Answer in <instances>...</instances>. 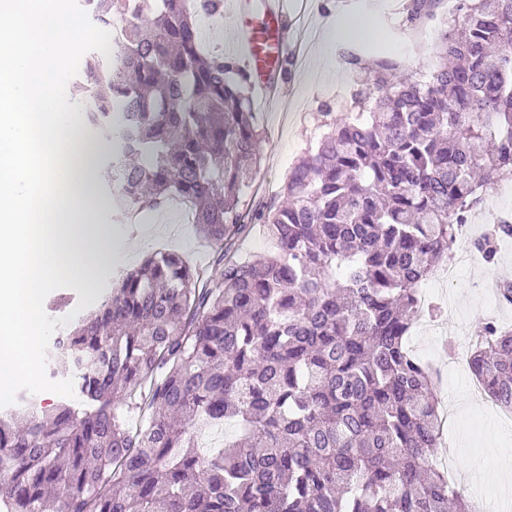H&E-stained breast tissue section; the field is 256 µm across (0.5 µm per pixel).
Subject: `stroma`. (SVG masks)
<instances>
[{
  "label": "stroma",
  "mask_w": 512,
  "mask_h": 512,
  "mask_svg": "<svg viewBox=\"0 0 512 512\" xmlns=\"http://www.w3.org/2000/svg\"><path fill=\"white\" fill-rule=\"evenodd\" d=\"M409 2L398 0L396 15L383 11L376 15V38L382 41L388 31L402 30L405 42L391 49L390 58L402 72L416 79L421 74L434 73L439 59L434 54L422 58L412 51L409 41L416 28L407 21ZM314 56L310 50L302 59L286 61L274 78L278 100L254 102L261 130V160L245 197L249 205L269 201L298 157L317 146L325 132L321 117L324 108H331L336 118L351 114L350 98L343 95L338 79L310 78ZM98 190L105 201L99 221L112 227V262L103 270L95 296H88L80 283L68 281L47 292L44 312L54 333L74 329L80 319L111 295L120 274L140 265L156 251H176L201 266L212 265L214 261L212 249L194 225L183 223L176 207L167 205L130 216L113 207L107 181H100ZM497 251L495 264L479 263L453 283L434 290L431 299L436 305L444 306L451 301L457 304L458 319L437 322L435 330L409 339L416 354L430 359L441 373L437 390L442 401L453 406L460 417L457 425L448 427L446 444L453 447L459 469L471 470L474 487L483 493L497 486L499 462L512 453V427L501 428L497 412L475 410L468 392L472 374L464 366L456 372L449 370L448 364L457 354L468 351L483 322L493 320L512 329V304L491 310L477 287L478 282L512 275V238L498 241ZM52 343L48 337L42 344L37 385L19 384L15 393L35 397L47 407H81L83 400L74 377L54 369L50 357Z\"/></svg>",
  "instance_id": "stroma-1"
}]
</instances>
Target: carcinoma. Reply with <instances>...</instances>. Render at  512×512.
<instances>
[{
	"instance_id": "obj_1",
	"label": "carcinoma",
	"mask_w": 512,
	"mask_h": 512,
	"mask_svg": "<svg viewBox=\"0 0 512 512\" xmlns=\"http://www.w3.org/2000/svg\"><path fill=\"white\" fill-rule=\"evenodd\" d=\"M411 0L409 20L433 14ZM116 40L86 63L84 121L117 148L121 210L187 203L215 275L159 251L52 357L82 408L21 397L0 415V512H473L436 466L430 366L406 349L420 286L451 260L466 214L512 172V0H460L466 34L422 84L369 46L354 119L327 123L279 202L245 204L260 137L249 76L205 53L184 0H93ZM261 228L272 243L241 244ZM500 224L474 241L487 263ZM468 365L512 409V331L487 321ZM137 409L146 424L131 430ZM234 420L216 453L202 424Z\"/></svg>"
}]
</instances>
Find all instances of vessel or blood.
<instances>
[{"mask_svg":"<svg viewBox=\"0 0 512 512\" xmlns=\"http://www.w3.org/2000/svg\"><path fill=\"white\" fill-rule=\"evenodd\" d=\"M296 6V0H265L258 23L247 24L237 18L229 27L240 46L244 67L257 90L272 93V70L288 57L292 43L302 42L305 38L304 30H297L291 35L281 25L282 18Z\"/></svg>","mask_w":512,"mask_h":512,"instance_id":"b4317fda","label":"vessel or blood"}]
</instances>
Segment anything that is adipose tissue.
Listing matches in <instances>:
<instances>
[{"label": "adipose tissue", "mask_w": 512, "mask_h": 512, "mask_svg": "<svg viewBox=\"0 0 512 512\" xmlns=\"http://www.w3.org/2000/svg\"><path fill=\"white\" fill-rule=\"evenodd\" d=\"M29 15L19 24V15ZM79 20L59 0H0V400L37 383L49 332L42 299L54 284L97 289L111 262L98 223L97 176L108 143L61 90L64 60L81 42ZM370 15L341 12L322 34L316 65L333 73L330 49L373 37Z\"/></svg>", "instance_id": "1"}]
</instances>
